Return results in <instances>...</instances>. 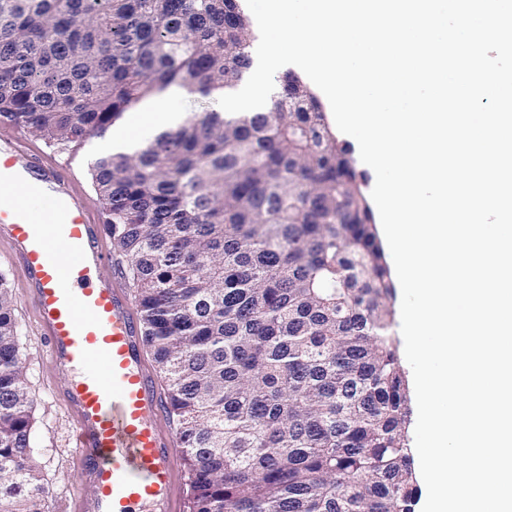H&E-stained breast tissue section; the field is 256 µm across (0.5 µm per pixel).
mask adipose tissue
<instances>
[{
    "mask_svg": "<svg viewBox=\"0 0 512 512\" xmlns=\"http://www.w3.org/2000/svg\"><path fill=\"white\" fill-rule=\"evenodd\" d=\"M186 94V89L172 86L150 99L134 113L128 124L111 131L101 139L98 143L99 150L107 153L130 152L139 147L143 132L176 128L181 124L183 114L171 109L169 103Z\"/></svg>",
    "mask_w": 512,
    "mask_h": 512,
    "instance_id": "1",
    "label": "adipose tissue"
}]
</instances>
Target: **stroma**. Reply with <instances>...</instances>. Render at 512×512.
I'll return each instance as SVG.
<instances>
[{
    "label": "stroma",
    "mask_w": 512,
    "mask_h": 512,
    "mask_svg": "<svg viewBox=\"0 0 512 512\" xmlns=\"http://www.w3.org/2000/svg\"><path fill=\"white\" fill-rule=\"evenodd\" d=\"M25 143L44 162H52L58 157L67 160L77 189L85 195L95 212H102L103 205L91 179L90 167L97 158L91 142L63 151L30 135L26 136ZM0 276L4 277L10 291L19 327L25 377L34 401L36 462L48 490L49 512H75L78 500L90 496L93 488L83 476L81 465L72 451L75 421L64 400L71 376L47 357L25 274L18 263L10 261L8 244L2 240Z\"/></svg>",
    "instance_id": "35a3bbf8"
}]
</instances>
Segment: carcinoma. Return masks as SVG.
Returning <instances> with one entry per match:
<instances>
[{"label": "carcinoma", "instance_id": "carcinoma-1", "mask_svg": "<svg viewBox=\"0 0 512 512\" xmlns=\"http://www.w3.org/2000/svg\"><path fill=\"white\" fill-rule=\"evenodd\" d=\"M237 0H0V123L61 149L178 84L237 80ZM317 102L196 112L95 161L190 512H414L392 285ZM18 325L0 281V512H46Z\"/></svg>", "mask_w": 512, "mask_h": 512}]
</instances>
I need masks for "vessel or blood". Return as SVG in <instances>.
Instances as JSON below:
<instances>
[{"label":"vessel or blood","instance_id":"obj_1","mask_svg":"<svg viewBox=\"0 0 512 512\" xmlns=\"http://www.w3.org/2000/svg\"><path fill=\"white\" fill-rule=\"evenodd\" d=\"M65 163L40 169L20 132L0 138V238L33 283L50 360L77 367L75 453L93 487L78 512H174L178 441L142 360L135 310L99 276L111 258Z\"/></svg>","mask_w":512,"mask_h":512}]
</instances>
